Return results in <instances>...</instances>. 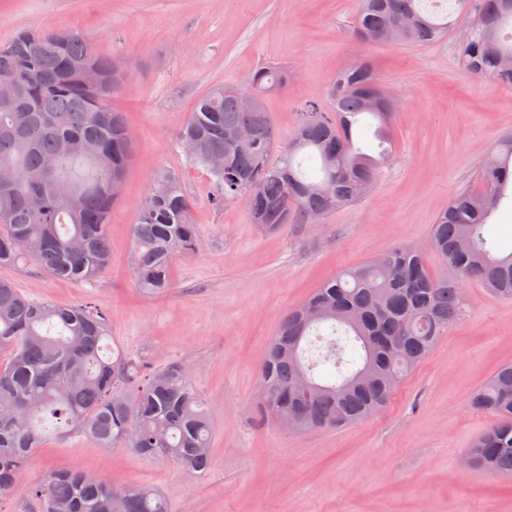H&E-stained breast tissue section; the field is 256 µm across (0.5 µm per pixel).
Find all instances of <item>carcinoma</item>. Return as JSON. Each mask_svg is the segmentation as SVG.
I'll use <instances>...</instances> for the list:
<instances>
[{"mask_svg": "<svg viewBox=\"0 0 512 512\" xmlns=\"http://www.w3.org/2000/svg\"><path fill=\"white\" fill-rule=\"evenodd\" d=\"M432 0H360L354 21L367 43L424 46L455 32L466 67L512 87V0H453L477 22L455 29ZM15 97L0 100V266L32 260L49 275L86 282L108 268L111 208L122 200L131 140L112 97L129 87L127 66L101 56L78 32L21 31L0 46V81ZM288 86V71L256 68L243 87L218 85L203 96L178 134L205 169L212 205L244 198L249 219L265 230L312 224L364 197L391 154L394 105L365 62L341 70L329 103L304 104L297 130L283 142L265 96ZM257 99L246 111L241 96ZM376 121L377 155L353 147L359 117ZM245 128L249 137L230 134ZM512 189V133L478 164L473 183L448 199L429 247L451 275L436 277L423 249L400 247L325 281L288 311L268 344L260 400L281 421L296 406L292 429L341 428L384 407L405 377L448 333L469 278L512 300V252L497 256L484 229ZM178 173L150 180L132 228L130 251L139 288L170 287L172 264L192 254L200 230ZM105 316L80 306L35 302L0 280V492L17 487L43 442L38 418L59 421L60 439L82 436L100 448L203 472L209 467L210 413L178 365L146 372L116 349ZM494 424L478 436L468 461L476 472L512 475V364L472 397ZM39 512H169L157 489H115L85 471H53L31 489Z\"/></svg>", "mask_w": 512, "mask_h": 512, "instance_id": "obj_1", "label": "carcinoma"}]
</instances>
